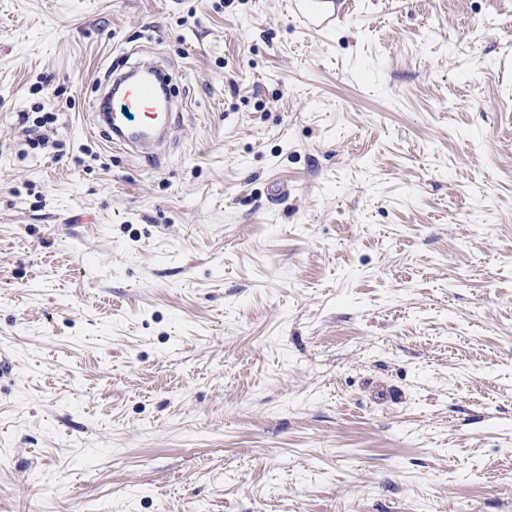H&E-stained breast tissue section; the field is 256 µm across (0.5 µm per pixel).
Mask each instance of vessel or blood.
Listing matches in <instances>:
<instances>
[{
	"mask_svg": "<svg viewBox=\"0 0 512 512\" xmlns=\"http://www.w3.org/2000/svg\"><path fill=\"white\" fill-rule=\"evenodd\" d=\"M324 0H293L307 26L323 28L335 19ZM172 75L158 66H134L117 76L111 90L91 105L101 134L113 151L154 164L161 145L180 121L179 105L172 94Z\"/></svg>",
	"mask_w": 512,
	"mask_h": 512,
	"instance_id": "b4317fda",
	"label": "vessel or blood"
}]
</instances>
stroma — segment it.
<instances>
[{
	"label": "stroma",
	"instance_id": "obj_1",
	"mask_svg": "<svg viewBox=\"0 0 512 512\" xmlns=\"http://www.w3.org/2000/svg\"><path fill=\"white\" fill-rule=\"evenodd\" d=\"M0 512H512V0H0ZM325 1L335 0H293L291 5L294 11L302 15L303 22H305L307 26L311 28H323L334 21L341 11L338 7L333 13L325 9L322 6ZM134 75L135 80L127 81ZM114 78L108 94L91 105L94 125L96 117L100 133L113 151L156 164L162 155V143L182 114L172 93L173 77L151 63L150 68L138 64ZM162 89L165 95L159 98Z\"/></svg>",
	"mask_w": 512,
	"mask_h": 512
}]
</instances>
